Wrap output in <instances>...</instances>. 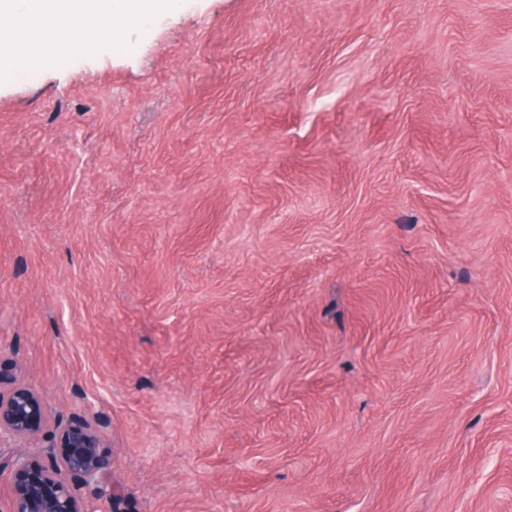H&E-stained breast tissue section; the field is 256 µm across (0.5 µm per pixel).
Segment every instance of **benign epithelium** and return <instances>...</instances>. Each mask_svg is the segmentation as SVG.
Masks as SVG:
<instances>
[{
    "label": "benign epithelium",
    "instance_id": "7a95c632",
    "mask_svg": "<svg viewBox=\"0 0 512 512\" xmlns=\"http://www.w3.org/2000/svg\"><path fill=\"white\" fill-rule=\"evenodd\" d=\"M6 378L0 373V437H28L42 419V404L29 388L4 391ZM51 463L34 466L27 456L0 457V472L14 473V495L5 512H88L75 486H95L97 495L118 496L107 477L112 459L100 451L101 435L87 424L65 429L53 444Z\"/></svg>",
    "mask_w": 512,
    "mask_h": 512
}]
</instances>
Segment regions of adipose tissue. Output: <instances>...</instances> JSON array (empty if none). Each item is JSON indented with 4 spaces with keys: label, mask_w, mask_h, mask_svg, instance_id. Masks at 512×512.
<instances>
[{
    "label": "adipose tissue",
    "mask_w": 512,
    "mask_h": 512,
    "mask_svg": "<svg viewBox=\"0 0 512 512\" xmlns=\"http://www.w3.org/2000/svg\"><path fill=\"white\" fill-rule=\"evenodd\" d=\"M176 0H0V16L24 12L26 29L0 27V70L33 62L52 68L72 52L90 54L104 39L120 36L118 22L174 8Z\"/></svg>",
    "instance_id": "obj_1"
}]
</instances>
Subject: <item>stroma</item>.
Wrapping results in <instances>:
<instances>
[{"instance_id":"obj_1","label":"stroma","mask_w":512,"mask_h":512,"mask_svg":"<svg viewBox=\"0 0 512 512\" xmlns=\"http://www.w3.org/2000/svg\"><path fill=\"white\" fill-rule=\"evenodd\" d=\"M0 72V367L94 512H512V0H178Z\"/></svg>"}]
</instances>
